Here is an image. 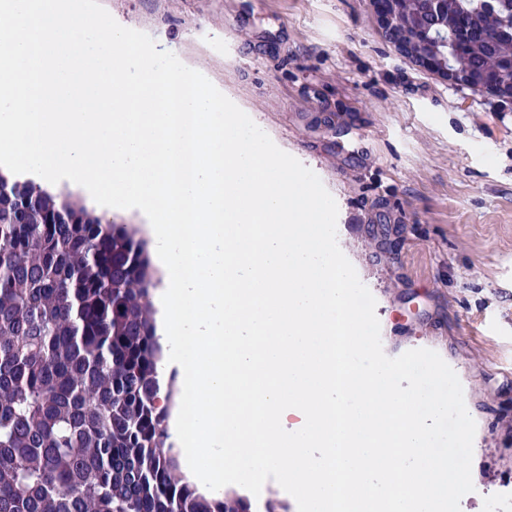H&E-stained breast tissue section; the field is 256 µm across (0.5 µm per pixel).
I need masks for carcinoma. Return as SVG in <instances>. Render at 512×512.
Here are the masks:
<instances>
[{"label":"carcinoma","instance_id":"carcinoma-1","mask_svg":"<svg viewBox=\"0 0 512 512\" xmlns=\"http://www.w3.org/2000/svg\"><path fill=\"white\" fill-rule=\"evenodd\" d=\"M512 0H394L472 91L512 93ZM146 240L81 200L0 173V512H253L179 471Z\"/></svg>","mask_w":512,"mask_h":512}]
</instances>
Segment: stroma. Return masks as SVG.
<instances>
[{"label":"stroma","mask_w":512,"mask_h":512,"mask_svg":"<svg viewBox=\"0 0 512 512\" xmlns=\"http://www.w3.org/2000/svg\"><path fill=\"white\" fill-rule=\"evenodd\" d=\"M163 34L338 206L387 356L436 351L476 423L474 492L512 497V102L448 84L378 34L371 0H100ZM397 220L394 248L375 229Z\"/></svg>","instance_id":"stroma-1"}]
</instances>
